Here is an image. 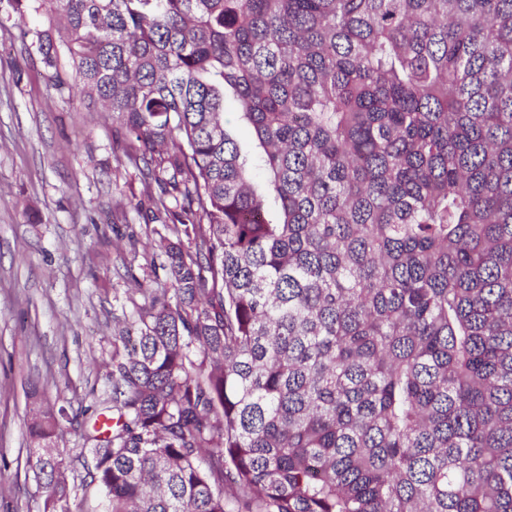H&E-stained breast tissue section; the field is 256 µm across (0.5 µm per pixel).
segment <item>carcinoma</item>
<instances>
[{
    "instance_id": "cac0c4a2",
    "label": "carcinoma",
    "mask_w": 512,
    "mask_h": 512,
    "mask_svg": "<svg viewBox=\"0 0 512 512\" xmlns=\"http://www.w3.org/2000/svg\"><path fill=\"white\" fill-rule=\"evenodd\" d=\"M9 5L173 224L90 437L104 512H512V0ZM74 420L33 410L45 512ZM236 112H238L237 102L233 93L226 92L224 95V119L233 128L236 139L245 149L253 145L252 129L246 123L239 121Z\"/></svg>"
}]
</instances>
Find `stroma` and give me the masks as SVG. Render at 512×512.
<instances>
[{"instance_id": "1", "label": "stroma", "mask_w": 512, "mask_h": 512, "mask_svg": "<svg viewBox=\"0 0 512 512\" xmlns=\"http://www.w3.org/2000/svg\"><path fill=\"white\" fill-rule=\"evenodd\" d=\"M43 17L0 4V512H44L27 426L34 400L74 415L58 446L72 512H102L81 484L113 338L136 305L169 290L163 225L135 205L110 115L83 112L48 82Z\"/></svg>"}]
</instances>
